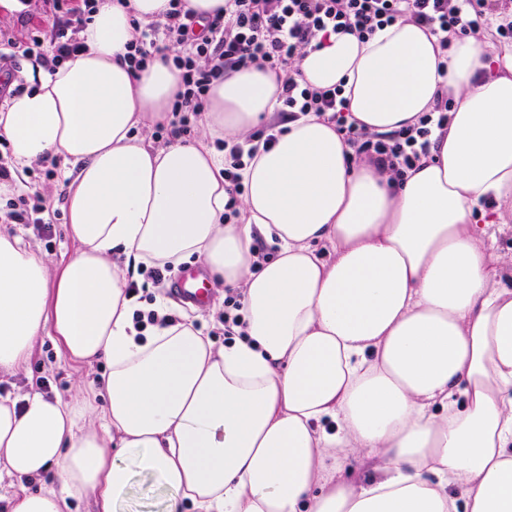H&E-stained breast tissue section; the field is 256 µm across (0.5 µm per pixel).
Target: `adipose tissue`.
I'll use <instances>...</instances> for the list:
<instances>
[{
  "mask_svg": "<svg viewBox=\"0 0 512 512\" xmlns=\"http://www.w3.org/2000/svg\"><path fill=\"white\" fill-rule=\"evenodd\" d=\"M169 0H97L83 48L0 104L17 168L62 162L69 252L58 262L0 232V375L53 337L72 369L102 359L106 402L0 397L8 512H127L135 473L163 512H512V274L489 248L484 210L512 199V47L453 40L400 20L359 42L330 35L300 62L342 86L352 120L389 133L452 94L448 128L402 182L356 160L336 125L280 123L242 172L224 220V157L278 106L254 67L213 83L192 142L157 147L180 73L162 54L131 71L135 22ZM275 247L261 263L257 241ZM330 246L332 259L319 247ZM204 262L241 290L244 336L224 347L193 318L141 331L126 273ZM99 413L104 425H82ZM356 457L360 474L340 461ZM58 470L60 489L28 478Z\"/></svg>",
  "mask_w": 512,
  "mask_h": 512,
  "instance_id": "obj_1",
  "label": "adipose tissue"
}]
</instances>
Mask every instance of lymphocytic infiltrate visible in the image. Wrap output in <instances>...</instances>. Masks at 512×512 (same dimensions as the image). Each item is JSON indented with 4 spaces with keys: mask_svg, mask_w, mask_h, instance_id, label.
Segmentation results:
<instances>
[{
    "mask_svg": "<svg viewBox=\"0 0 512 512\" xmlns=\"http://www.w3.org/2000/svg\"><path fill=\"white\" fill-rule=\"evenodd\" d=\"M96 0H54L55 20L47 31L29 35L24 58L55 68L81 47L80 34ZM429 28L440 48L452 40L476 37L495 29L512 39V0H224L223 14L200 20L185 0H171L169 10L148 23H135L127 59L142 68L161 48L172 49V62L181 72V90L173 104L167 131L173 138L190 135L207 105L211 85L224 75L258 65L274 70L280 79L281 116L291 119L315 114L334 122L354 157L376 161L390 181L403 179L428 156L434 130H446L452 97L438 95L431 110L416 123L390 133H374L351 122L341 88L318 89L307 84L299 62L318 37L350 33L367 40L375 31L399 20ZM224 150L225 190L229 199L224 218L238 214L243 194V145ZM40 193H20L0 213L1 224L33 226L38 235L49 229Z\"/></svg>",
    "mask_w": 512,
    "mask_h": 512,
    "instance_id": "lymphocytic-infiltrate-1",
    "label": "lymphocytic infiltrate"
}]
</instances>
